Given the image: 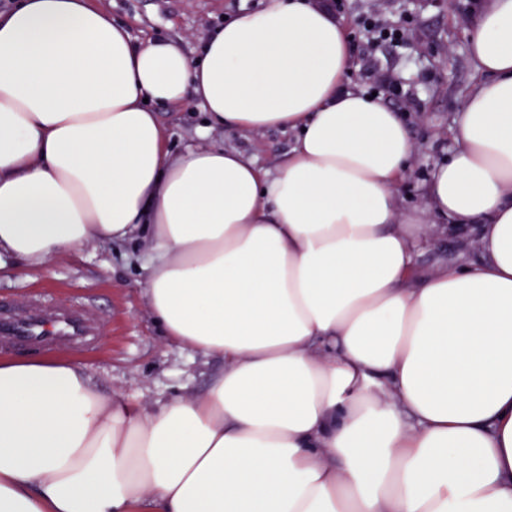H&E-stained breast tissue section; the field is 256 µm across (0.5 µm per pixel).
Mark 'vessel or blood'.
<instances>
[{
	"mask_svg": "<svg viewBox=\"0 0 512 512\" xmlns=\"http://www.w3.org/2000/svg\"><path fill=\"white\" fill-rule=\"evenodd\" d=\"M26 316H0V345L24 346L58 343L81 345L89 334L83 308L51 306L39 300L31 301Z\"/></svg>",
	"mask_w": 512,
	"mask_h": 512,
	"instance_id": "1",
	"label": "vessel or blood"
}]
</instances>
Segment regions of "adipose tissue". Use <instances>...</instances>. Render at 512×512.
I'll return each instance as SVG.
<instances>
[{"label":"adipose tissue","instance_id":"ef3b65f1","mask_svg":"<svg viewBox=\"0 0 512 512\" xmlns=\"http://www.w3.org/2000/svg\"><path fill=\"white\" fill-rule=\"evenodd\" d=\"M485 79L404 209L415 148L352 88L320 0H263L197 61L92 0L0 13V253L47 270L146 233L167 339L223 358L200 397L140 410L80 364L0 359V512H512V0H483ZM198 138L295 131L273 169ZM479 260L421 271L434 230ZM153 109L159 112L161 123L168 131L169 150L173 154L179 153L187 143L192 141L193 130L201 123L203 114L191 106L176 108L156 104Z\"/></svg>","mask_w":512,"mask_h":512}]
</instances>
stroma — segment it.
Returning <instances> with one entry per match:
<instances>
[{
    "instance_id": "obj_1",
    "label": "stroma",
    "mask_w": 512,
    "mask_h": 512,
    "mask_svg": "<svg viewBox=\"0 0 512 512\" xmlns=\"http://www.w3.org/2000/svg\"><path fill=\"white\" fill-rule=\"evenodd\" d=\"M373 0H345L338 17L353 46L350 86L388 98L381 80L390 78L413 95L404 118L415 145L412 165L398 186L402 204L422 208L424 183L435 163L452 147L448 129L481 76L471 62L468 36L480 0H390V25L411 24L414 36L370 52L360 20ZM116 23L130 25L134 37L146 33L182 41L195 57L201 39L223 25L225 18L257 8L260 0H102ZM159 117L169 135L168 148L179 153L191 142L203 119L192 107L162 105ZM295 135L269 129L244 134L228 132L225 147L257 158L262 167L274 165L291 147ZM474 237L435 232L418 252L419 268L443 262L476 260ZM149 250L142 236L121 242L94 243L80 254L59 258L47 271L22 270L10 256L0 258V301L24 307L40 294L57 304H84L107 318L105 331L78 351L56 350V357L85 367L92 385L104 394H121L148 410L173 396L201 395L223 367L209 357L163 336L142 293Z\"/></svg>"
}]
</instances>
